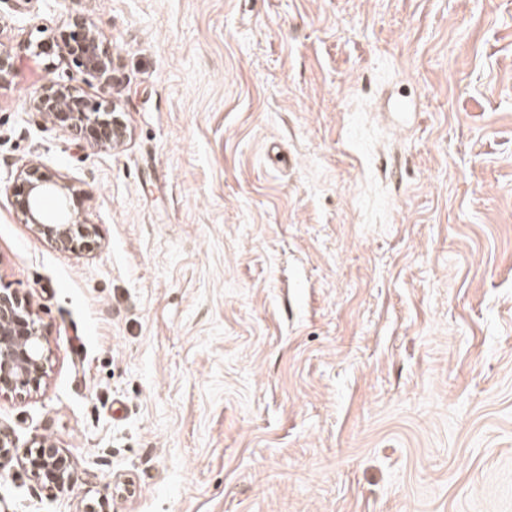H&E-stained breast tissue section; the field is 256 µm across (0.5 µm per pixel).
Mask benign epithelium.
<instances>
[{
    "label": "benign epithelium",
    "instance_id": "7a95c632",
    "mask_svg": "<svg viewBox=\"0 0 512 512\" xmlns=\"http://www.w3.org/2000/svg\"><path fill=\"white\" fill-rule=\"evenodd\" d=\"M60 39L72 61L99 84L112 81L115 60L97 26L75 17ZM27 107L42 113L53 125L79 134L94 147H118L127 138L119 102L107 97L91 98L77 87L50 80ZM81 191L74 184L29 165L15 178L11 205L33 234L65 250L88 247L96 228L85 222L80 208ZM50 349L44 327L29 302L8 288L0 289V394L21 395L40 387L47 375ZM31 478L57 492L69 491L73 482L71 464L56 446L46 440L26 458Z\"/></svg>",
    "mask_w": 512,
    "mask_h": 512
}]
</instances>
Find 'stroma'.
<instances>
[{"mask_svg": "<svg viewBox=\"0 0 512 512\" xmlns=\"http://www.w3.org/2000/svg\"><path fill=\"white\" fill-rule=\"evenodd\" d=\"M77 16L111 85L29 56ZM0 47V287L51 351L0 512H512V0H0ZM51 79L125 143L27 110ZM32 163L91 248L21 223ZM26 104L53 125L79 134L89 146L112 149L127 138L122 108L107 97L91 98L80 88L50 80ZM14 182L10 203L33 234L65 250L91 245L96 228L85 222L81 191L74 184L33 164L20 170ZM48 199L55 201L53 212L45 207ZM31 478L38 484H49L61 494L71 488L73 473L71 464L56 446L41 440L26 458Z\"/></svg>", "mask_w": 512, "mask_h": 512, "instance_id": "obj_1", "label": "stroma"}]
</instances>
